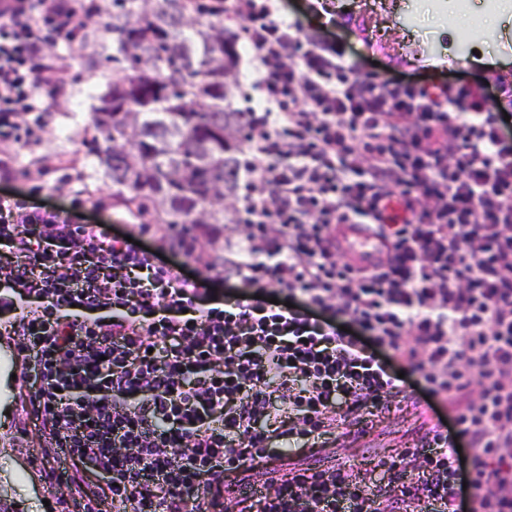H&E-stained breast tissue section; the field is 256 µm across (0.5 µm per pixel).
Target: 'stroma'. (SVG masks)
<instances>
[{"label": "stroma", "instance_id": "35a3bbf8", "mask_svg": "<svg viewBox=\"0 0 512 512\" xmlns=\"http://www.w3.org/2000/svg\"><path fill=\"white\" fill-rule=\"evenodd\" d=\"M322 2L328 7L324 16L311 0H281L279 7L304 31L346 42L362 73L430 89L474 86L489 78L512 86V0L495 11L487 9L486 0H468L463 13L435 8L434 0H383L380 9L360 16L345 12L339 0ZM75 5L80 21L70 41L52 39L46 47L61 73L56 87L41 90L49 107L44 126L20 141L0 142V155L17 161L12 180H0V193L29 207L112 225L124 235L133 218L112 204V182L96 157L92 124L99 96L123 75L112 61V0ZM0 356L13 366L0 374V506L9 512H61L58 504L44 502L39 432L24 409L23 362L13 340L1 334ZM416 439L411 411H396L376 418L355 448L330 444L320 456L352 452L366 470L383 449L410 446Z\"/></svg>", "mask_w": 512, "mask_h": 512}]
</instances>
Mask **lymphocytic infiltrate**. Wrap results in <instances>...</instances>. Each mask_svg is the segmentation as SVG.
Instances as JSON below:
<instances>
[{"instance_id": "lymphocytic-infiltrate-1", "label": "lymphocytic infiltrate", "mask_w": 512, "mask_h": 512, "mask_svg": "<svg viewBox=\"0 0 512 512\" xmlns=\"http://www.w3.org/2000/svg\"><path fill=\"white\" fill-rule=\"evenodd\" d=\"M262 100L240 134L242 235L103 224L0 197V315L26 365L45 491L74 512H512V139L482 85L360 75L276 0H224ZM69 0H0V137L43 111ZM399 202L410 217L390 221ZM380 239L361 260L350 234ZM174 262L162 261V254ZM199 266L189 277L187 263ZM221 277L239 292L220 297ZM274 291L283 301L265 299ZM447 399L417 448L313 464L341 423ZM472 448L462 462L458 442ZM294 463L278 476L270 463ZM235 484H228V477ZM258 484L260 495L246 486Z\"/></svg>"}]
</instances>
